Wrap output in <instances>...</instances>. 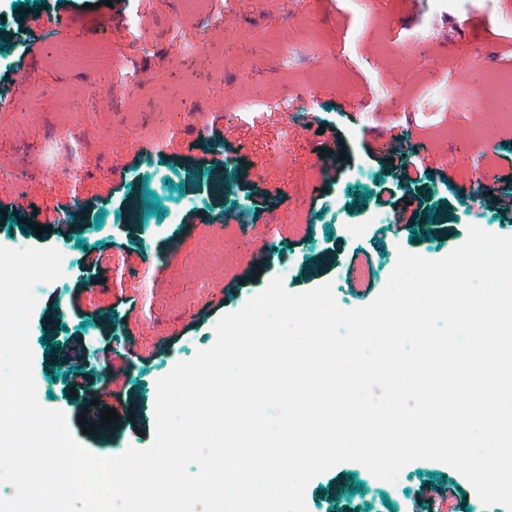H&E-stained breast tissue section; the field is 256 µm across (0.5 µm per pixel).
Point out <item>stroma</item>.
Here are the masks:
<instances>
[{"mask_svg":"<svg viewBox=\"0 0 512 512\" xmlns=\"http://www.w3.org/2000/svg\"><path fill=\"white\" fill-rule=\"evenodd\" d=\"M87 2L0 0V69L18 60L9 42L17 11L28 12L30 36L43 43L39 63L23 67L17 91L0 100V203L22 190L30 199L23 212L0 214V245L62 255L63 275L32 315L33 372L39 403L73 421L90 453L149 446L158 379L211 347L219 319L272 279L292 293L330 284L350 310L381 293L399 251L444 258L472 225L512 236L496 180L512 168V133L478 154L431 132L443 121H496L491 79L512 71L504 0L449 9L436 0H179L172 14L158 0H131L134 41L112 8ZM62 11L68 31L49 36ZM200 43L205 56L188 62L183 48ZM273 43L287 60L267 54ZM87 53L97 66L84 64ZM258 94L295 109L241 118ZM59 96L68 111H54ZM156 127L167 130L164 151L141 150ZM398 137L429 169L424 192L446 222L439 235H427L421 215L393 221L382 188L394 179ZM326 148L346 158L322 191L307 194ZM482 169L487 192L451 191ZM174 242L181 251L172 257ZM357 247L374 284L362 298L345 285ZM260 250L268 268L255 276ZM77 383L96 391V406L73 394ZM109 408L119 417L106 424L100 413ZM419 482L412 463L390 483L345 462L309 483L307 512H412Z\"/></svg>","mask_w":512,"mask_h":512,"instance_id":"35a3bbf8","label":"stroma"}]
</instances>
